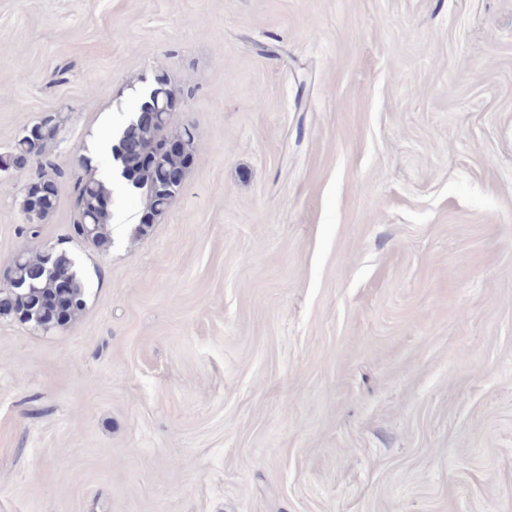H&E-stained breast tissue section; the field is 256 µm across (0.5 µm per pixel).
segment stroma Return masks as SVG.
<instances>
[{"label": "stroma", "mask_w": 512, "mask_h": 512, "mask_svg": "<svg viewBox=\"0 0 512 512\" xmlns=\"http://www.w3.org/2000/svg\"><path fill=\"white\" fill-rule=\"evenodd\" d=\"M160 71L195 162L102 253L77 159ZM48 114L0 266L86 306L0 317V512H512V0H0V157ZM24 193H22L19 206L21 212L25 215V219L28 223L32 222L35 217V212H29L32 210L33 205L27 195L39 196L44 194H59V184L48 178H35L28 182L24 187ZM27 195H26V194ZM29 212V213H28ZM27 213V214H25ZM23 251L12 265V275L9 266L0 267V298L3 293L14 288L9 300L0 302V316L13 317L34 330L48 332L41 329L35 305H31L30 301L49 288L65 284L72 290L75 298L66 320V324H71L85 307L86 287L82 275L76 269L75 258L65 250H53L51 261L47 264V252ZM46 264L49 267L48 273L38 274Z\"/></svg>", "instance_id": "stroma-1"}]
</instances>
